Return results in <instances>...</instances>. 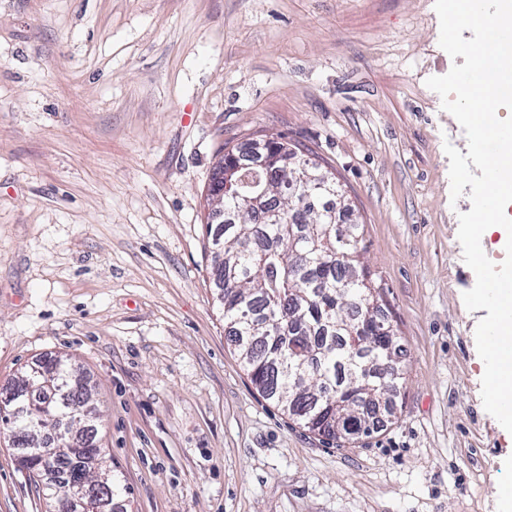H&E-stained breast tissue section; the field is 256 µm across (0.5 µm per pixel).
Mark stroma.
I'll return each instance as SVG.
<instances>
[{
	"instance_id": "stroma-1",
	"label": "stroma",
	"mask_w": 512,
	"mask_h": 512,
	"mask_svg": "<svg viewBox=\"0 0 512 512\" xmlns=\"http://www.w3.org/2000/svg\"><path fill=\"white\" fill-rule=\"evenodd\" d=\"M434 0H0V390L67 357L127 512H501ZM284 137L364 226L403 376L357 443L252 384L205 230L223 149ZM0 437V512H47Z\"/></svg>"
}]
</instances>
